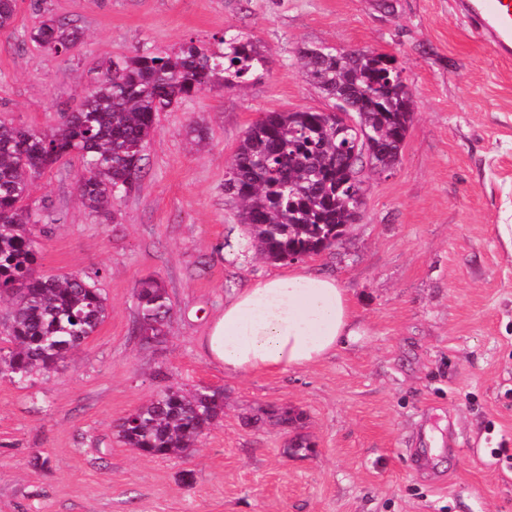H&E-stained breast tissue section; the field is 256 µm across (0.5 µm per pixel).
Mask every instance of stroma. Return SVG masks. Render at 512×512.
<instances>
[{"label":"stroma","mask_w":512,"mask_h":512,"mask_svg":"<svg viewBox=\"0 0 512 512\" xmlns=\"http://www.w3.org/2000/svg\"><path fill=\"white\" fill-rule=\"evenodd\" d=\"M46 16L79 30L70 55L31 42ZM232 34L260 42L267 72L160 113L109 217L81 206L77 157L32 181L29 206L52 216L39 272L90 276L109 315L57 373L0 380V512H512V60L451 0H17L0 118L52 127L110 59ZM311 44L394 56L414 96L360 221L299 261L347 289L370 334L307 368L231 376L200 340L226 299L286 266L251 246L224 181L264 113L332 107L301 74ZM149 276L174 308L157 346L133 333ZM169 387L223 390V416L181 458L123 445L121 419ZM297 438L309 450L288 452Z\"/></svg>","instance_id":"obj_1"}]
</instances>
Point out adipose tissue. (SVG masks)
<instances>
[{
	"mask_svg": "<svg viewBox=\"0 0 512 512\" xmlns=\"http://www.w3.org/2000/svg\"><path fill=\"white\" fill-rule=\"evenodd\" d=\"M367 333L335 278L294 268L232 295L201 346L225 373L244 376L312 365Z\"/></svg>",
	"mask_w": 512,
	"mask_h": 512,
	"instance_id": "obj_1",
	"label": "adipose tissue"
}]
</instances>
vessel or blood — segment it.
Masks as SVG:
<instances>
[{"label": "vessel or blood", "instance_id": "b4317fda", "mask_svg": "<svg viewBox=\"0 0 512 512\" xmlns=\"http://www.w3.org/2000/svg\"><path fill=\"white\" fill-rule=\"evenodd\" d=\"M454 8L499 58H512V0H454Z\"/></svg>", "mask_w": 512, "mask_h": 512}]
</instances>
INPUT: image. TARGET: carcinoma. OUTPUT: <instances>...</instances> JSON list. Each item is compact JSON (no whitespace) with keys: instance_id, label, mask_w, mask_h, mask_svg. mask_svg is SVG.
<instances>
[{"instance_id":"1","label":"carcinoma","mask_w":512,"mask_h":512,"mask_svg":"<svg viewBox=\"0 0 512 512\" xmlns=\"http://www.w3.org/2000/svg\"><path fill=\"white\" fill-rule=\"evenodd\" d=\"M17 0H0V31L14 19ZM79 32L51 17L30 32L39 48L66 55ZM302 75L329 98L345 94L362 133L377 141L369 164L380 173L398 164L413 119V99L393 56L369 50L304 45ZM261 46L238 36L224 51L189 40L173 52L144 49L107 64L77 110L49 130L16 127L0 119V297L13 308L9 337L0 353V378L23 381L50 373L93 335L108 316L100 289L80 274L58 277L36 271L35 228L45 215L24 205L31 178L76 155L82 171L78 195L92 215L107 217L114 201L132 190L158 114L203 91L247 81L265 70ZM355 135L336 134L323 110L269 112L240 141L225 191L241 202L239 222L271 262L317 255L354 221L362 180L358 166L336 176L355 148ZM135 327L165 336L173 308L155 277L138 281ZM224 413L218 390L168 388L119 424L121 440L157 457H183Z\"/></svg>"}]
</instances>
